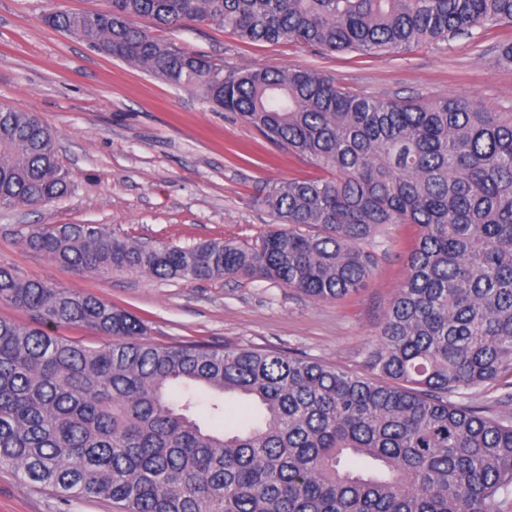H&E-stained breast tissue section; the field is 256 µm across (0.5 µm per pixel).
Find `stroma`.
<instances>
[{
  "label": "stroma",
  "mask_w": 512,
  "mask_h": 512,
  "mask_svg": "<svg viewBox=\"0 0 512 512\" xmlns=\"http://www.w3.org/2000/svg\"><path fill=\"white\" fill-rule=\"evenodd\" d=\"M106 0H0V102L38 113L56 134L71 193L39 208L0 207V264L24 278L89 293L142 320L156 344L252 347L299 355L368 374V350L406 275L414 229L392 225L364 288L316 301L257 279L184 281L127 273L103 280L28 249L44 224H105L143 242L186 247L231 238L255 243L276 228L260 204L266 183L313 169L229 112L150 77L45 26L44 13H93ZM160 37L225 68L314 69L343 86L387 98L453 94L512 112V68L494 66L498 34L458 38L405 53L361 56L295 43H246L214 25L188 24ZM0 512H116L105 501L62 504L50 490L0 468Z\"/></svg>",
  "instance_id": "obj_1"
}]
</instances>
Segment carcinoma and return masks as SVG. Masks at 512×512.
I'll return each instance as SVG.
<instances>
[{
  "mask_svg": "<svg viewBox=\"0 0 512 512\" xmlns=\"http://www.w3.org/2000/svg\"><path fill=\"white\" fill-rule=\"evenodd\" d=\"M187 22L242 40L379 56L512 26V0H107L42 22L233 112L317 174L262 189L282 224L250 246L140 243L102 224L37 226L25 245L77 272L266 280L314 300L357 291L391 224L415 227L369 376L280 352L161 346L92 294L0 265V467L121 512H504L512 412L455 398L512 374V112L467 98H379L308 69H224L131 25ZM70 172L34 112L0 103V204L66 196ZM82 325L88 348L48 332ZM239 403L255 415L213 430Z\"/></svg>",
  "mask_w": 512,
  "mask_h": 512,
  "instance_id": "1",
  "label": "carcinoma"
}]
</instances>
